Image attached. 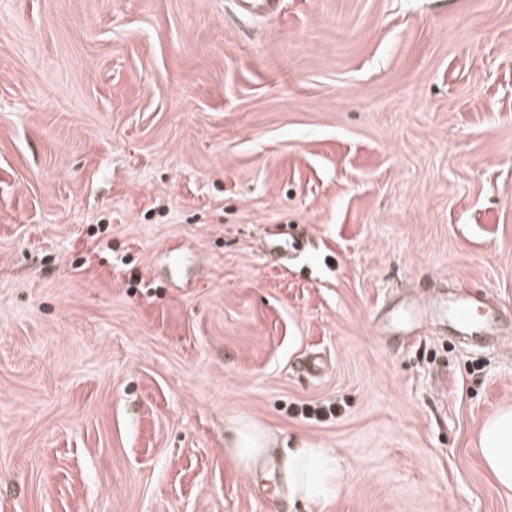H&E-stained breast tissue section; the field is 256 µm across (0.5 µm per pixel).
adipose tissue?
<instances>
[{"mask_svg":"<svg viewBox=\"0 0 512 512\" xmlns=\"http://www.w3.org/2000/svg\"><path fill=\"white\" fill-rule=\"evenodd\" d=\"M478 445L496 487L512 495V406L502 407L484 423ZM227 450L250 472L273 464L278 487L290 501L320 503L340 490L342 473L335 452L315 442L295 439L283 444L266 428L239 420L230 427Z\"/></svg>","mask_w":512,"mask_h":512,"instance_id":"obj_1","label":"adipose tissue"}]
</instances>
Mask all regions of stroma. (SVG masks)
Masks as SVG:
<instances>
[{"mask_svg":"<svg viewBox=\"0 0 512 512\" xmlns=\"http://www.w3.org/2000/svg\"><path fill=\"white\" fill-rule=\"evenodd\" d=\"M462 288L512 320V0H0V512H512V341L381 334ZM478 445L496 487L512 495V406L502 407L484 423ZM227 451L243 469L253 472L270 460L277 468V487L284 491L289 501L320 503L338 494L342 473L336 454L330 448L306 440L295 439L288 443L266 428L253 422L239 420L229 428ZM283 453L275 459L272 448L279 440Z\"/></svg>","mask_w":512,"mask_h":512,"instance_id":"1","label":"stroma"}]
</instances>
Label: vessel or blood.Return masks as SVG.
Here are the masks:
<instances>
[{"label":"vessel or blood","instance_id":"1","mask_svg":"<svg viewBox=\"0 0 512 512\" xmlns=\"http://www.w3.org/2000/svg\"><path fill=\"white\" fill-rule=\"evenodd\" d=\"M448 327L454 338L478 346L497 341L507 330L484 297L462 290L454 296L434 295L428 303L402 306L395 326L399 337L408 339L422 323Z\"/></svg>","mask_w":512,"mask_h":512}]
</instances>
